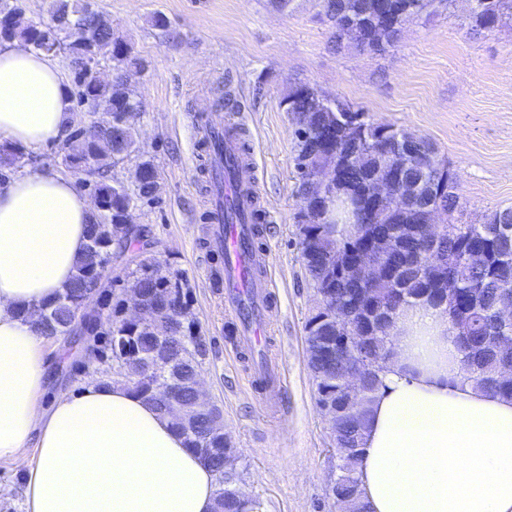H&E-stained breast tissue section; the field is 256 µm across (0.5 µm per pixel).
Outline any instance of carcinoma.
<instances>
[{
    "label": "carcinoma",
    "mask_w": 512,
    "mask_h": 512,
    "mask_svg": "<svg viewBox=\"0 0 512 512\" xmlns=\"http://www.w3.org/2000/svg\"><path fill=\"white\" fill-rule=\"evenodd\" d=\"M374 0H319L321 13L331 25V38L336 50L374 52L366 37L356 35L346 28L349 15L365 16L373 27L391 29L393 42H398L406 25L416 19H428L443 11H451L456 0H394L388 13L372 11ZM471 30L475 33L512 23V0H474L470 8ZM50 17L65 20V27L50 30L44 27L41 17L25 16L22 0H0V40L28 42L39 51L47 36L60 44L58 53L65 56L74 73L76 95L107 116L112 130L119 131L120 140H112V148L96 147L95 141L107 139L103 132L98 138L80 131L69 135L64 143L61 164L77 173L89 166L87 175L94 178L97 193L95 209L98 223L88 225L96 232L102 246L93 250L85 248L76 266L72 281L55 301L43 306L47 320L36 324V329L48 337L63 336L74 325L90 276L101 273L112 261V255L127 252L132 243L142 235V229L118 230L125 223L128 206L156 198L158 189L152 179L157 176L151 160L138 163L134 183L127 186L115 182L109 175L112 166L136 152V131L127 119L140 111L141 102L120 80L110 82L98 78L101 62H112V70L143 69L142 60L133 54L129 45L115 37L110 20L94 7L92 0H54ZM297 98L294 112H311L314 101H323L327 111L321 113L317 124L311 128H294V165L299 178V192H305L308 178L309 147L322 136L319 124L325 121L356 123V133L336 137L334 148L344 166L340 177L347 193L336 197L333 208L310 224H299V246L306 275L316 288H330L336 293L337 306L350 316L354 331L368 327L364 311L351 305L349 295L356 285L341 279L342 264L353 260L367 249L368 242L379 238L394 239L392 250L387 253L386 265L390 279L376 285L377 301L383 313L395 315L424 303L436 302L434 292L448 293V303L454 306L455 322L467 327L466 339H458L460 370L464 379L476 387L512 398V382L499 380L503 366L512 365V347L497 345L499 326L495 314L500 305L512 300V208H497L483 215L478 224H466L457 213L461 212V197L451 174L432 175L421 162L432 151L431 145L420 139L414 142V155L406 157L400 170L402 180L417 186L418 196L424 204L432 203L448 214V235L439 239L433 252L448 257V263L437 264L423 248L414 225L423 223L424 211L414 202H402L394 209L364 211L360 198L368 179L380 166L383 156L401 150L406 131L392 124L372 121L368 114L354 109L337 98L324 95L317 88L300 83L291 86ZM483 251L486 262L468 261L469 253ZM134 284L144 288L155 298H165L170 306L174 338L170 346L173 363L166 369L143 379L117 371L127 378L128 386L153 405L159 404L166 381H177L180 396L186 407H192L195 374L206 355V345L199 336L186 334L184 326L185 302L183 293L173 273L164 270L152 257L143 256L131 272ZM111 327L105 332L103 344L91 349L88 356L97 359L104 353L111 354L112 362L120 367L128 355L141 359L153 356L159 347L151 324L156 317L151 310L144 321L130 325L123 316L122 298L112 294L108 313ZM306 341L318 343L336 341V321L318 311L308 318ZM308 368L316 387V400L339 396L338 369L326 361L319 365L310 360ZM382 385L380 376L372 377L368 386L364 408L357 416L336 417L335 438L338 448H356L361 445L362 434L368 418L369 404ZM186 447L192 449L216 473L219 484L217 505L222 512H261L262 502L251 496L239 485V477H222L224 448L222 437L210 434L209 419L195 418V429L188 432L178 429ZM359 458H349L339 467L337 490L342 495L355 492Z\"/></svg>",
    "instance_id": "1"
}]
</instances>
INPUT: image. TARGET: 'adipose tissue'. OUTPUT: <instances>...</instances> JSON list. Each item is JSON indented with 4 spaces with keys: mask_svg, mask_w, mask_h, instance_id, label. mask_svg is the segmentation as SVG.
I'll return each mask as SVG.
<instances>
[{
    "mask_svg": "<svg viewBox=\"0 0 512 512\" xmlns=\"http://www.w3.org/2000/svg\"><path fill=\"white\" fill-rule=\"evenodd\" d=\"M73 121L58 58L0 42V143L41 147ZM94 220L59 173L0 184V459L25 464V512H214V472L123 383L46 396V338L19 312L67 286ZM394 334L359 465L369 512H512V398L463 379L442 309H408Z\"/></svg>",
    "mask_w": 512,
    "mask_h": 512,
    "instance_id": "1",
    "label": "adipose tissue"
}]
</instances>
